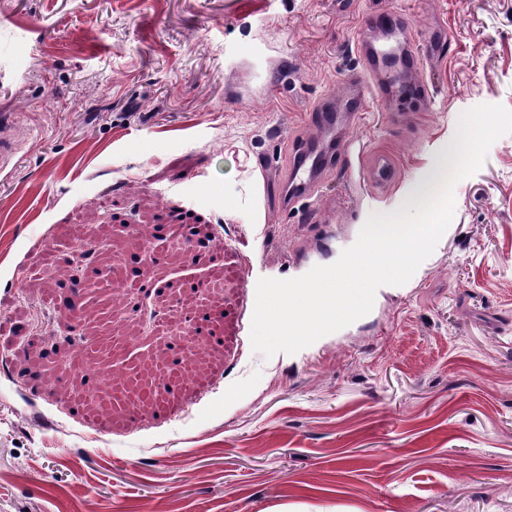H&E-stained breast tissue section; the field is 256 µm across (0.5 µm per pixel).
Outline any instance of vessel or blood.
Masks as SVG:
<instances>
[{
	"mask_svg": "<svg viewBox=\"0 0 512 512\" xmlns=\"http://www.w3.org/2000/svg\"><path fill=\"white\" fill-rule=\"evenodd\" d=\"M356 52L362 71L353 75L338 96L324 97L311 112L316 136L300 143L292 152L289 174L281 190V203L295 209L318 194L326 173L333 168L349 139L342 115L358 117L368 98L395 103L396 117L421 108L429 99L423 80L399 83L398 74L416 72L421 67L419 56L411 48L409 27L393 12L373 15L361 33ZM367 177L380 187L394 184L398 173L393 159L385 153H374L367 167Z\"/></svg>",
	"mask_w": 512,
	"mask_h": 512,
	"instance_id": "obj_1",
	"label": "vessel or blood"
}]
</instances>
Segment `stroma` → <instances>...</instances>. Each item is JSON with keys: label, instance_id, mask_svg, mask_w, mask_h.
I'll return each mask as SVG.
<instances>
[{"label": "stroma", "instance_id": "stroma-1", "mask_svg": "<svg viewBox=\"0 0 512 512\" xmlns=\"http://www.w3.org/2000/svg\"><path fill=\"white\" fill-rule=\"evenodd\" d=\"M379 11L408 19L429 103L392 125L368 100L317 212H287L293 144ZM482 103L512 109V0H0V512H512V135L367 315L294 354L250 341L258 280L334 263ZM378 151L392 187L363 173ZM116 263L166 303L113 306ZM199 280L226 312L206 392L87 425L79 393L137 371L92 368L102 325L157 348L141 321Z\"/></svg>", "mask_w": 512, "mask_h": 512}]
</instances>
